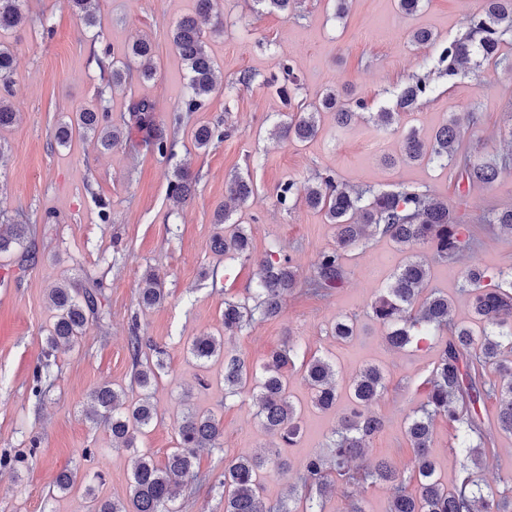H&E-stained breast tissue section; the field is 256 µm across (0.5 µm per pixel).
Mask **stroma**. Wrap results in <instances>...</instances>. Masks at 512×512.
<instances>
[{
  "instance_id": "obj_1",
  "label": "stroma",
  "mask_w": 512,
  "mask_h": 512,
  "mask_svg": "<svg viewBox=\"0 0 512 512\" xmlns=\"http://www.w3.org/2000/svg\"><path fill=\"white\" fill-rule=\"evenodd\" d=\"M227 22L208 34L206 49L217 64V85L205 107L179 113L186 86V65L170 40L195 0H99L101 24L89 27L63 0H26L31 21L0 39L15 54L11 102L19 120L0 129V212L32 225L27 246L37 263H22V250L0 255V457L13 464L0 468V512H89L91 495L127 499L131 452L116 446L111 432L85 417L91 392L110 385L134 400L129 324L164 352V367L152 389L158 420L140 439L141 449L164 461L176 443L177 425L187 407L212 412L224 425L222 450L197 454L198 482L191 496L180 497L181 512H224L218 483L225 463L263 452L276 440L255 416L248 393L224 394V365L199 367L188 353L194 336L222 334L227 299H244L256 285L257 260L276 248L293 259L299 278L311 273L317 255L336 244V230L323 215L297 202L281 208L276 187L329 172L357 187L390 190L429 189L464 219L468 240L453 263L430 261V285L447 293L456 322L469 325L473 313L461 290L466 268L489 272L512 269V234L487 232L481 216L493 206L512 205V171L493 186L457 189L446 169L434 163L401 160L402 133L417 130L429 138L451 118H473L462 148L485 157L512 151V70L484 62L480 68L443 74L439 50L412 43L411 34L428 29L440 41L465 34L480 0H425L421 10L405 15L397 0H351L344 18H336L332 0H299L295 15L257 10L253 0H223ZM145 38L154 48L156 74L148 81L112 85L98 60L103 50L123 56L132 41ZM291 59L300 80L297 100H317L329 89H350L365 98L369 113L350 125H337L333 113L321 116L317 136L306 143L282 142L273 127L287 113L276 86L280 58ZM251 73L250 86L239 78ZM428 76L433 95L403 114L399 129L377 126L372 113L393 106L404 81ZM148 100L157 121L175 127L172 158L156 156L140 134L110 150L93 136L74 134L58 145L54 131L87 107L108 109L115 124L129 117L133 102ZM226 118L224 142L201 150L193 132L199 123ZM187 165L197 178L194 200L176 208L167 194L177 166ZM256 190L237 209L236 219L252 239L250 259L224 258L210 250L214 213L224 202L233 175ZM112 213L101 223V208ZM404 257L389 239L375 236L353 251L340 288L326 298L290 294L283 313L258 320L242 332L225 336L224 352L255 366L285 343L299 353L288 368V391L304 419L288 455L300 463L310 452L325 450L339 416L350 404L349 379L375 364L387 388L371 410L385 420L374 435L367 459L387 458L401 470L412 467L406 416L424 398L421 381L445 343L436 337L420 347L397 351L385 329L369 316L371 303L387 288ZM155 271L168 292L158 306L139 307L137 285L145 271ZM96 292L102 321L89 324L74 348L47 355L46 336L53 310L48 294L68 279ZM356 317L357 338L341 343L329 330L337 316ZM313 356L330 358L340 386L336 406L317 408L302 380L301 365ZM49 363L42 395L34 393V369ZM38 448H30V440ZM456 439L447 421H437L430 452L437 475L454 485L459 464ZM76 478L66 493L55 486L60 471Z\"/></svg>"
}]
</instances>
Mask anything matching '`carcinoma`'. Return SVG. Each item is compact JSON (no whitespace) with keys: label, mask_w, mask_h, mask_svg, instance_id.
I'll return each instance as SVG.
<instances>
[{"label":"carcinoma","mask_w":512,"mask_h":512,"mask_svg":"<svg viewBox=\"0 0 512 512\" xmlns=\"http://www.w3.org/2000/svg\"><path fill=\"white\" fill-rule=\"evenodd\" d=\"M219 2L196 0V14L177 21L170 32L171 42L187 67V92L181 101V112L199 111L215 90L216 67L206 51V35L199 19L215 16L213 32H223L226 18L219 11ZM97 3L98 0H65V5L80 14L88 27L97 25ZM27 23L25 0H0V31L21 29ZM508 34L512 36V0H483L465 35L440 47L438 64L444 66L450 78L471 63L476 67L482 61L499 65L505 62L500 48ZM127 58L137 62L140 78H153L150 42H133ZM14 63L13 51L1 41L0 128L16 122L17 112L10 101ZM279 69L286 81L280 88L284 104L296 109L276 126V134L284 140L303 143L314 138L324 112L333 113L336 123L346 126L359 116V111L368 108L364 99L343 100L334 90L314 102L297 103L293 66L282 60ZM432 92L428 77L408 79L395 106L375 113L377 124L399 125L401 115L413 111ZM125 126L140 132L159 157H172L174 143L158 127L149 102L133 103ZM75 129L84 135L93 134L105 150L124 139L123 131L105 108H85L76 116V123L60 124L55 131L56 143L67 144ZM224 136V121L207 122L195 129L194 142L197 148L206 150L223 142ZM461 137V126L455 121L440 125L427 142L410 130L403 135L401 156L408 162L426 159L439 163L449 169L457 188L465 190L492 186L501 171L512 166L511 154L485 159L462 151ZM195 185V177L179 168L169 183V198L186 204ZM253 193L252 183L240 177L231 179L232 199L243 203ZM276 197L278 204L287 209L301 199L308 207L323 211L327 221L336 226V247L319 253L312 274L303 280L298 278L288 255H267L260 261L251 299L224 301V333L204 334L191 341L190 354L199 365L214 360L224 362V396L250 393L264 429L282 442L263 454L240 456L224 466L219 480L224 487V512H297L287 502L268 506L263 497V479L271 472L290 468L283 456L284 447L293 445L303 417L302 409L288 393L287 372L296 354L295 344L287 343L272 351L260 367L252 368L237 356H224V335L242 331L258 317L279 315L288 294L297 290L320 297L331 295L345 279L348 254L374 236L390 239L406 253L385 292L370 305L372 319L387 329L388 344L402 349L429 336L448 334L439 359L421 383L425 401L408 417L406 434L414 453L412 478L417 486L408 490L404 475L388 460L357 463L371 437L384 426L383 418L371 412L370 406L386 388L385 374L379 367L368 365L349 381L352 402L332 432L330 454L313 452L302 461L295 482L288 484V502L301 501L302 512H324V499L336 485L353 490L379 482L392 489L387 512H512V475L501 478L493 487L482 483L475 473L495 453L494 429L486 426L480 411L485 399L493 397L498 401L496 426L512 433V359L501 357L503 344L512 346V279L502 272L494 278L484 270L466 271L462 291L471 295L475 318L483 324L476 333L453 321L447 296L427 291L429 267L416 252L424 247L432 251L434 258L448 262L459 259L466 249L467 242L461 238L462 219L448 208V202L420 188L356 189L332 173H317L303 184L288 180L277 188ZM481 222L512 234V207H493ZM215 224L212 251L231 258L251 256L245 226L232 219L227 205L218 208ZM6 228L5 232L0 230V254L22 245L29 232L27 224H8ZM166 297L162 281L151 272L143 274L138 285L139 305L151 308L162 304ZM50 300L55 315L46 343L54 351L61 345L76 343L85 334L89 317L99 314V308L96 294L70 279L50 290ZM330 333L338 341H350L358 336L356 320L340 317ZM129 346L133 379L142 391L141 397L130 403L124 391L101 386L91 393L92 405L86 410V418L96 425H107L113 440L133 450L130 495L125 501H111L94 496L90 490V512H179L176 501L196 477L197 450L223 447L224 427L215 416L190 410L177 427L176 448L163 463L139 451L138 437L158 419L151 388L164 367L163 351L139 335L135 319ZM491 367L498 373L496 381L488 377ZM336 377V365L328 358L314 356L303 364L304 382L318 408L329 410L336 405ZM439 417L448 420L458 440L455 452L460 456V478L451 489L438 479L430 457L432 426Z\"/></svg>","instance_id":"1"}]
</instances>
